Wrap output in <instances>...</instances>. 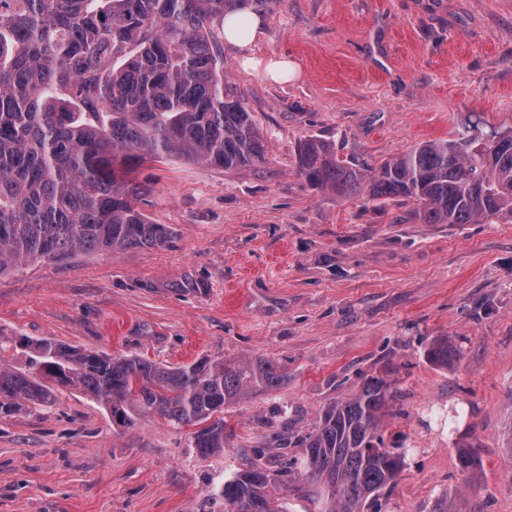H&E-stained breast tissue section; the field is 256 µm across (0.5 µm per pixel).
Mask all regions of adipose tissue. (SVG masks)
I'll return each instance as SVG.
<instances>
[{
	"instance_id": "1",
	"label": "adipose tissue",
	"mask_w": 512,
	"mask_h": 512,
	"mask_svg": "<svg viewBox=\"0 0 512 512\" xmlns=\"http://www.w3.org/2000/svg\"><path fill=\"white\" fill-rule=\"evenodd\" d=\"M260 33L261 21L250 11L234 12L224 19V43L242 53L245 69L258 73L266 80L287 82L295 73L294 65L287 57L253 55L252 46Z\"/></svg>"
}]
</instances>
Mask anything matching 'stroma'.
<instances>
[{
    "label": "stroma",
    "mask_w": 512,
    "mask_h": 512,
    "mask_svg": "<svg viewBox=\"0 0 512 512\" xmlns=\"http://www.w3.org/2000/svg\"><path fill=\"white\" fill-rule=\"evenodd\" d=\"M257 51L296 66L275 85L224 51L264 164H143L141 209L171 242L1 274L0 362L25 368L22 342L52 339L170 367L265 357L284 385L227 407L224 448L207 456L161 417L120 428L59 390L0 418V512H224L214 485L255 461L279 469L290 451L274 432L309 430L369 375L392 384L384 438L405 455L382 512H512V217L425 224L297 173L311 136L376 166L470 119L512 128V0H284ZM187 275L204 288L180 287ZM438 337L458 349L449 365L425 355ZM460 448L480 460L474 478Z\"/></svg>",
    "instance_id": "35a3bbf8"
}]
</instances>
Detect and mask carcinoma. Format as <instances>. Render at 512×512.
I'll return each mask as SVG.
<instances>
[{
	"label": "carcinoma",
	"mask_w": 512,
	"mask_h": 512,
	"mask_svg": "<svg viewBox=\"0 0 512 512\" xmlns=\"http://www.w3.org/2000/svg\"><path fill=\"white\" fill-rule=\"evenodd\" d=\"M283 0H0V275L77 252L120 253L169 243L173 229L140 210L145 163L175 157L236 171L265 161L266 145L224 70L215 22ZM298 172L338 197L411 205L425 224H483L512 215V130L486 142L469 122L377 168L310 136ZM28 368L0 363V417L49 405L60 388L91 395L128 427L158 415L192 429L202 455L224 447V408L285 382L269 359L202 358L175 368L47 339L29 341ZM426 357L448 365L457 348L432 340ZM395 395L369 376L353 396L324 406L314 427L288 433L299 452L280 471L254 463L217 487L231 512H290L280 485L311 512H374L402 472L404 454L380 433ZM473 477L479 460L457 450Z\"/></svg>",
	"instance_id": "obj_1"
}]
</instances>
